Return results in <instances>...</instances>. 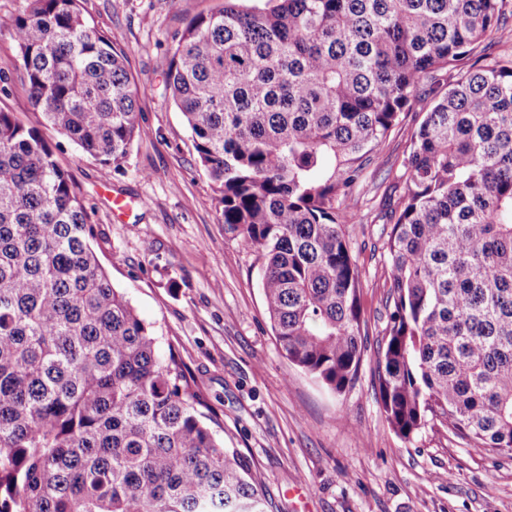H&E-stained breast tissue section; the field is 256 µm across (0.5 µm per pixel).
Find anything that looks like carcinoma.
I'll return each instance as SVG.
<instances>
[{
    "label": "carcinoma",
    "instance_id": "cac0c4a2",
    "mask_svg": "<svg viewBox=\"0 0 512 512\" xmlns=\"http://www.w3.org/2000/svg\"><path fill=\"white\" fill-rule=\"evenodd\" d=\"M0 15L33 106L101 165L136 138L127 52L79 0ZM504 0H224L172 48L166 89L228 230L262 261L288 361L341 394L364 356L361 278L343 225L412 102L382 235L387 421L434 420L512 454V58L483 62ZM72 178L0 108V512H267L209 405L112 286Z\"/></svg>",
    "mask_w": 512,
    "mask_h": 512
}]
</instances>
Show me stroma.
<instances>
[{"label":"stroma","mask_w":512,"mask_h":512,"mask_svg":"<svg viewBox=\"0 0 512 512\" xmlns=\"http://www.w3.org/2000/svg\"><path fill=\"white\" fill-rule=\"evenodd\" d=\"M219 0H80L83 14L129 53L138 92L137 139L120 170L103 167L36 110L17 45L0 33V108L55 148L89 221L91 246L112 281L176 352L207 394L218 433L271 512H512V456L469 448L439 422L412 440L390 428L374 373L387 321L382 215L401 186L403 152L427 108L414 101L358 187L361 212L344 232L360 268L367 352L337 394L285 357L265 312L256 253L224 226L182 112L164 88L169 50L194 15ZM109 187H102V179ZM137 205L121 220L112 199Z\"/></svg>","instance_id":"35a3bbf8"}]
</instances>
